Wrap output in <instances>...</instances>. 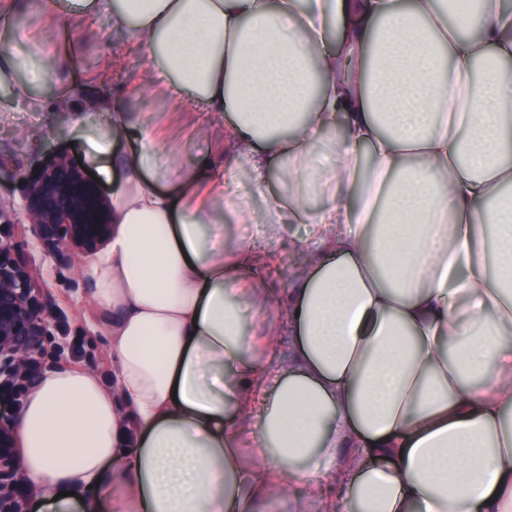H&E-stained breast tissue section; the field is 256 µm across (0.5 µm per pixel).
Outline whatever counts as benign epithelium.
I'll return each mask as SVG.
<instances>
[{
	"label": "benign epithelium",
	"mask_w": 512,
	"mask_h": 512,
	"mask_svg": "<svg viewBox=\"0 0 512 512\" xmlns=\"http://www.w3.org/2000/svg\"><path fill=\"white\" fill-rule=\"evenodd\" d=\"M24 208L31 232L54 255L92 251L111 236L112 208L100 186L68 157L60 156L28 180ZM32 273L16 246L0 242V379L25 378L29 387L40 375L29 365L47 336V317L32 295ZM12 418L0 415V512H17L8 494L14 464Z\"/></svg>",
	"instance_id": "1"
}]
</instances>
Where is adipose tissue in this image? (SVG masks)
Listing matches in <instances>:
<instances>
[{"label": "adipose tissue", "mask_w": 512, "mask_h": 512, "mask_svg": "<svg viewBox=\"0 0 512 512\" xmlns=\"http://www.w3.org/2000/svg\"><path fill=\"white\" fill-rule=\"evenodd\" d=\"M107 15L168 88L224 115L265 221L317 248L292 349L246 325L275 295L224 189L121 107L112 238L86 270L112 383L49 373L17 421L50 512H256L306 484L348 512H512V12L473 0H47ZM341 36L327 38L329 18ZM345 135H337V123ZM136 139L128 154L118 139ZM252 449L244 459L243 449Z\"/></svg>", "instance_id": "1"}]
</instances>
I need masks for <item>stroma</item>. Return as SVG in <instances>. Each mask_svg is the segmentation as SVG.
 <instances>
[{"label": "stroma", "instance_id": "obj_1", "mask_svg": "<svg viewBox=\"0 0 512 512\" xmlns=\"http://www.w3.org/2000/svg\"><path fill=\"white\" fill-rule=\"evenodd\" d=\"M17 32H0V48L34 58H57V67L37 68L22 74L28 89L24 96L0 90V214L6 218L0 233L11 236L34 273V291L48 316V335L38 356L40 373L76 365L95 371L104 382L112 380V359L103 337L105 311L90 305L91 282L84 270L97 254L82 252L61 261L43 249L29 230L22 207L25 180L59 154L80 162L104 192L112 183L103 178L99 165L88 156L90 143L107 130L109 107L124 106L141 122L176 141L182 165L224 161V117L201 105H188L173 92H162L144 82L147 63L132 45V36L113 30L109 18L64 19L45 7V0H15ZM81 86L96 109H81L79 119L57 112L54 94L62 86ZM25 139L29 150H17ZM228 196L247 208L252 219L243 224L232 214L224 216V236L248 240L253 250L278 257L272 287L286 294L296 270L307 264L311 252L300 253L295 242L304 233L302 225L282 221L267 230L263 218L267 197L254 187L249 169H241L226 188ZM80 351H73V340Z\"/></svg>", "mask_w": 512, "mask_h": 512}]
</instances>
